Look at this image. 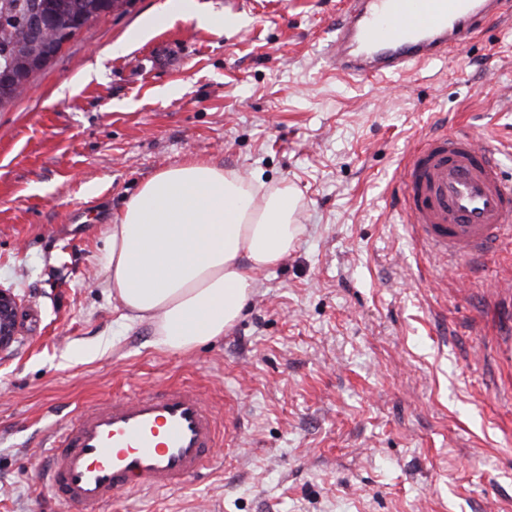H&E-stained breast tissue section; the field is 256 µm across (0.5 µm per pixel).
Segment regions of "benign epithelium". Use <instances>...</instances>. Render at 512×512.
Here are the masks:
<instances>
[{
  "instance_id": "obj_1",
  "label": "benign epithelium",
  "mask_w": 512,
  "mask_h": 512,
  "mask_svg": "<svg viewBox=\"0 0 512 512\" xmlns=\"http://www.w3.org/2000/svg\"><path fill=\"white\" fill-rule=\"evenodd\" d=\"M91 23L81 17L74 18L66 5L59 0H46L32 16L21 21L24 36L17 45L18 69L0 75V97L8 99L21 96L28 89L27 80L45 69L69 41V35L77 33ZM20 300L6 289H0V354L11 349L17 339V314Z\"/></svg>"
}]
</instances>
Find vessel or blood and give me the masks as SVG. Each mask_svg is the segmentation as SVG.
Instances as JSON below:
<instances>
[{"instance_id":"obj_1","label":"vessel or blood","mask_w":512,"mask_h":512,"mask_svg":"<svg viewBox=\"0 0 512 512\" xmlns=\"http://www.w3.org/2000/svg\"><path fill=\"white\" fill-rule=\"evenodd\" d=\"M502 0H350L327 68L382 81L449 58L500 15ZM502 152L467 134L427 132L405 156L398 194L415 239L438 260L512 240V186ZM223 439L194 389L171 384L79 410L52 438L41 481L66 512L142 490H170L204 470Z\"/></svg>"}]
</instances>
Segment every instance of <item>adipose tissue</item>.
<instances>
[{"mask_svg":"<svg viewBox=\"0 0 512 512\" xmlns=\"http://www.w3.org/2000/svg\"><path fill=\"white\" fill-rule=\"evenodd\" d=\"M290 188L263 193L237 172L190 160L158 171L104 229L99 285L156 342L187 352L242 315L258 272L303 232Z\"/></svg>","mask_w":512,"mask_h":512,"instance_id":"ef3b65f1","label":"adipose tissue"}]
</instances>
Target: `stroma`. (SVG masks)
Segmentation results:
<instances>
[{
	"label": "stroma",
	"instance_id": "35a3bbf8",
	"mask_svg": "<svg viewBox=\"0 0 512 512\" xmlns=\"http://www.w3.org/2000/svg\"><path fill=\"white\" fill-rule=\"evenodd\" d=\"M235 2L132 0L0 110V288L22 303L0 512H62L39 479L54 425L170 384L216 411L221 464L94 512H512V243L441 270L393 185L423 128L512 143V0L452 61L380 83L327 72L348 0ZM192 159L293 187L304 232L224 336L172 354L97 281L110 217Z\"/></svg>",
	"mask_w": 512,
	"mask_h": 512
}]
</instances>
